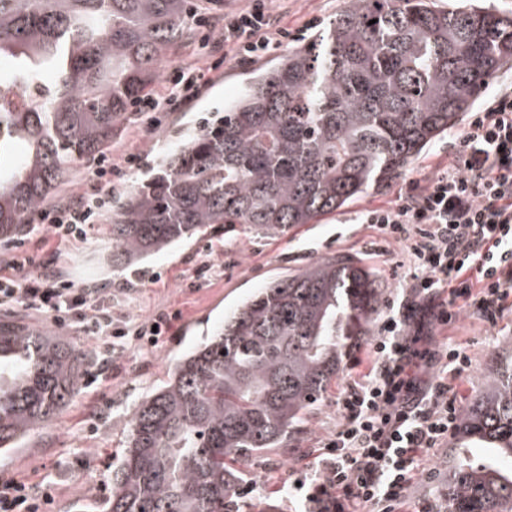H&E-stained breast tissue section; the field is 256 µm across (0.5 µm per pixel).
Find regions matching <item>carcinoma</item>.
Listing matches in <instances>:
<instances>
[{
  "mask_svg": "<svg viewBox=\"0 0 512 512\" xmlns=\"http://www.w3.org/2000/svg\"><path fill=\"white\" fill-rule=\"evenodd\" d=\"M190 0H0V236L34 223L77 161L102 153L187 34ZM349 0L250 79L213 125L129 190L112 264L132 267L214 224L274 236L384 189L512 64V17L484 0ZM385 288L346 255L261 289L137 404L106 512H271L244 466L294 447ZM87 353L0 322V450L55 422ZM459 448L512 460V354L485 365ZM446 512H512V468L465 455Z\"/></svg>",
  "mask_w": 512,
  "mask_h": 512,
  "instance_id": "1",
  "label": "carcinoma"
}]
</instances>
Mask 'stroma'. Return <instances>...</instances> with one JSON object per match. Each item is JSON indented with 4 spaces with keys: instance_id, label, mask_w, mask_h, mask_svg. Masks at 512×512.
Listing matches in <instances>:
<instances>
[{
    "instance_id": "stroma-1",
    "label": "stroma",
    "mask_w": 512,
    "mask_h": 512,
    "mask_svg": "<svg viewBox=\"0 0 512 512\" xmlns=\"http://www.w3.org/2000/svg\"><path fill=\"white\" fill-rule=\"evenodd\" d=\"M345 6L346 0H274L272 11L282 17L290 32L287 42L272 46L254 60L210 58L197 98L177 111L162 114L159 120L129 112L108 151L116 160L137 155L141 161L113 186V197H120L145 179L164 153L177 148L202 124L223 116L225 104L237 97L255 71L275 65L290 45L324 27ZM455 149L454 136L445 135L386 189L370 191L342 211L324 215L314 224L295 225L275 237L215 226L153 255L140 275L113 267L111 217L89 229L83 241L60 246L57 268L75 287L111 300L115 327L123 329L130 322L176 310L181 314L179 332L161 338L152 347L115 339L112 365L106 368L101 363L103 338L87 335L79 325L57 327L49 318L22 309L0 312L1 320L49 331L78 344L88 353L89 375L51 427L33 436L24 447L0 453V476L34 487L44 478H52L56 484L53 512H103L111 492L112 463L125 446L126 424L137 403L167 378L185 350L211 335L223 324L225 315L257 289L318 258L348 254L379 276L387 302L397 301L403 283L394 272L407 267L406 250L385 240L377 226L359 223L358 216L372 207L398 206L407 183L427 182L437 168L448 164ZM209 259L215 262L213 271L198 274L200 264ZM379 333V327H372L370 336L353 351L358 365L346 366L324 404L308 414L300 449L320 448L335 433L340 423L336 402L348 383L366 371ZM411 333L417 336L421 349L448 344L466 347L472 360L469 370L448 381L464 406L478 391L485 364L501 352L504 342L512 341V313H505L492 325L465 309L448 326L428 314L412 326ZM456 456L457 443L453 440L422 456L402 512H418L421 506L438 499ZM248 471L247 481L254 494L275 501L280 512H297L298 503L288 498V483L305 473L298 455L272 454L254 460Z\"/></svg>"
}]
</instances>
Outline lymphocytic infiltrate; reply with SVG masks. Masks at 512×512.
Returning <instances> with one entry per match:
<instances>
[{"label": "lymphocytic infiltrate", "instance_id": "1", "mask_svg": "<svg viewBox=\"0 0 512 512\" xmlns=\"http://www.w3.org/2000/svg\"><path fill=\"white\" fill-rule=\"evenodd\" d=\"M271 0H250L225 13L224 36L212 38L209 21L196 20L200 58L229 52L251 59L272 43L287 40V26L270 9ZM203 70L179 68L161 94L136 101L141 112L159 113L190 101ZM133 157L96 161L95 182L69 203L42 209L27 241L44 248L49 239L67 244L84 239L89 225L106 214L113 180L121 179ZM361 223L378 225L385 239L401 243L412 269L408 290L390 305L382 336L373 347L368 371L339 398L342 421L308 472L288 491L302 512H400L414 480L419 457L442 447L457 428L458 406L448 379L466 372L464 348L419 350L406 332L403 311L424 302L444 325L469 308L494 323L512 295V92L495 96L473 114L458 137L454 156L426 184L410 183L401 205L362 212ZM29 273H22V266ZM10 275H0V308H25L58 326L79 321L88 334L111 336L112 313L85 289L62 279L50 263L29 255L12 259ZM436 364L441 375L422 380V364ZM54 487L40 493L18 479H0V512H48Z\"/></svg>", "mask_w": 512, "mask_h": 512}]
</instances>
